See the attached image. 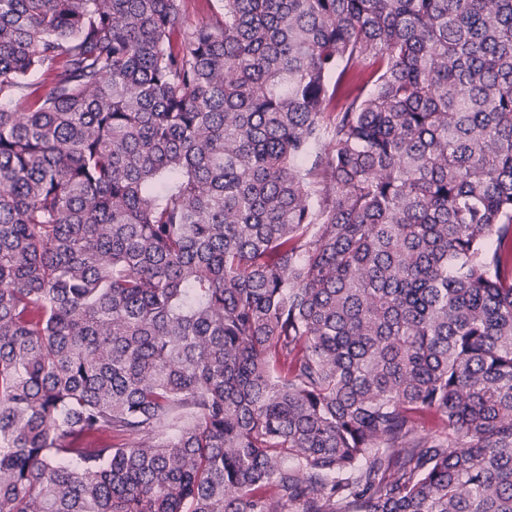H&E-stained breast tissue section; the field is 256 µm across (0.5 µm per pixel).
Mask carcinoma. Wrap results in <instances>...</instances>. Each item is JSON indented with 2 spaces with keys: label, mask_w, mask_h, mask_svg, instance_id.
Masks as SVG:
<instances>
[{
  "label": "carcinoma",
  "mask_w": 512,
  "mask_h": 512,
  "mask_svg": "<svg viewBox=\"0 0 512 512\" xmlns=\"http://www.w3.org/2000/svg\"><path fill=\"white\" fill-rule=\"evenodd\" d=\"M0 512H512V0H0Z\"/></svg>",
  "instance_id": "1"
}]
</instances>
